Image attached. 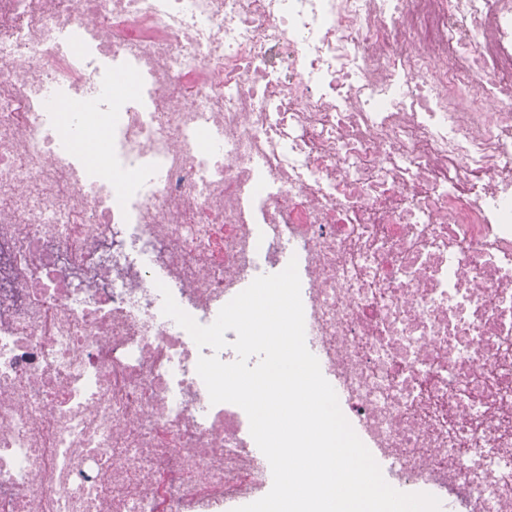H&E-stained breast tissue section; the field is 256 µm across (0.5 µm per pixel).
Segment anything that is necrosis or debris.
I'll return each instance as SVG.
<instances>
[{
  "instance_id": "obj_1",
  "label": "necrosis or debris",
  "mask_w": 512,
  "mask_h": 512,
  "mask_svg": "<svg viewBox=\"0 0 512 512\" xmlns=\"http://www.w3.org/2000/svg\"><path fill=\"white\" fill-rule=\"evenodd\" d=\"M293 258L385 480L512 512V0H0V512L266 495L160 289Z\"/></svg>"
}]
</instances>
